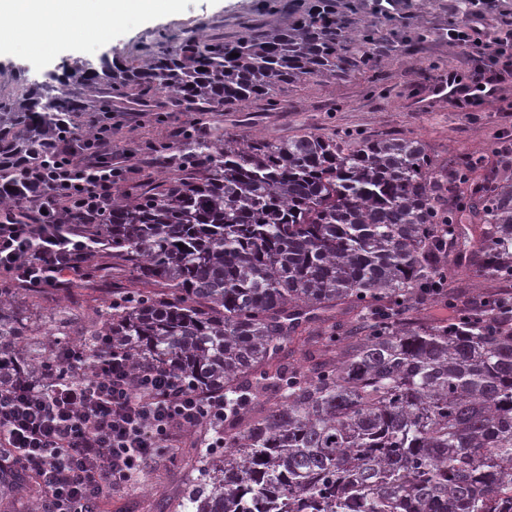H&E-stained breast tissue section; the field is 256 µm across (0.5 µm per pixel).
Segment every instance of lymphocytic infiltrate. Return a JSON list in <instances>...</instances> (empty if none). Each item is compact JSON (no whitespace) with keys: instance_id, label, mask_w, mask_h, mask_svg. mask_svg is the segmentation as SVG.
Listing matches in <instances>:
<instances>
[{"instance_id":"1","label":"lymphocytic infiltrate","mask_w":512,"mask_h":512,"mask_svg":"<svg viewBox=\"0 0 512 512\" xmlns=\"http://www.w3.org/2000/svg\"><path fill=\"white\" fill-rule=\"evenodd\" d=\"M451 38L472 58L490 61L466 76L477 102L498 97L512 81V54L502 43L473 39L470 24ZM466 77L452 71L444 81L459 108ZM50 151L58 164L22 169L34 196L0 213V276L45 292L70 287L81 275L96 240L80 226L94 223L124 179L122 163L112 158L111 132L78 146L62 136ZM102 350L91 362L64 352L67 365L82 368L78 378L0 390V470L37 472L42 512H94L105 493L132 483L182 436L224 420L223 392H200L158 367L132 371L111 343Z\"/></svg>"}]
</instances>
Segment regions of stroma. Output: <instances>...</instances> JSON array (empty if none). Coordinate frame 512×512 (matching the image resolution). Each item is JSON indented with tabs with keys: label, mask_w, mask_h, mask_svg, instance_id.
Wrapping results in <instances>:
<instances>
[{
	"label": "stroma",
	"mask_w": 512,
	"mask_h": 512,
	"mask_svg": "<svg viewBox=\"0 0 512 512\" xmlns=\"http://www.w3.org/2000/svg\"><path fill=\"white\" fill-rule=\"evenodd\" d=\"M385 10L380 0H360V16L374 21L393 17L385 36L390 51L379 55L375 67L336 76L283 85L282 107L264 111L261 103L237 107L220 115L225 134L246 138L260 132L271 139H286L305 132L329 134L357 130L371 137H416L440 160L479 155L497 160L503 138H512V121L503 118L512 103V84L506 85L504 101L488 100L475 111L465 112L449 104L436 91L448 71L467 73L476 66L464 50L448 41V29L457 17L460 0H395ZM254 0H177L174 12H160L131 27L114 28L110 37L91 42L68 43L49 53L16 58L9 47L0 48V94L16 92L18 72L33 80L45 75L63 76L75 64L108 61L122 66L134 56L142 41L163 28H223L233 31L237 19L251 9ZM426 37L417 51H405L398 37ZM193 112H172L165 121L156 113L116 112L112 115V142L129 155L130 183H143L159 174L143 153L145 143L170 140L179 126H194ZM213 432L199 428L183 438L181 447L144 470L132 484L116 491L100 505V512H175Z\"/></svg>",
	"instance_id": "stroma-1"
}]
</instances>
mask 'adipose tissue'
Returning a JSON list of instances; mask_svg holds the SVG:
<instances>
[{"mask_svg": "<svg viewBox=\"0 0 512 512\" xmlns=\"http://www.w3.org/2000/svg\"><path fill=\"white\" fill-rule=\"evenodd\" d=\"M164 0H0V36L17 53L31 54L66 41L77 32L157 12Z\"/></svg>", "mask_w": 512, "mask_h": 512, "instance_id": "1", "label": "adipose tissue"}]
</instances>
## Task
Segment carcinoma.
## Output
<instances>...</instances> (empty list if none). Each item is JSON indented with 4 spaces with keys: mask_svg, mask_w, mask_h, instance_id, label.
<instances>
[{
    "mask_svg": "<svg viewBox=\"0 0 512 512\" xmlns=\"http://www.w3.org/2000/svg\"><path fill=\"white\" fill-rule=\"evenodd\" d=\"M261 0L234 36L159 34L124 68L86 65L0 113V209L25 197L47 141L91 139L70 112L166 92L197 128L155 146L158 179L118 188L89 233L107 244L58 304L0 279V389L64 376L62 350L102 337L133 371L224 390V456L208 459L183 512H501L512 506V169L446 163L423 141L345 130L229 137L206 115L277 88L371 69L380 30L345 10ZM236 57H231V54ZM185 248H179V245ZM131 272L112 280V268ZM109 280L112 297L82 291ZM447 301L452 321L426 304Z\"/></svg>",
    "mask_w": 512,
    "mask_h": 512,
    "instance_id": "cac0c4a2",
    "label": "carcinoma"
}]
</instances>
